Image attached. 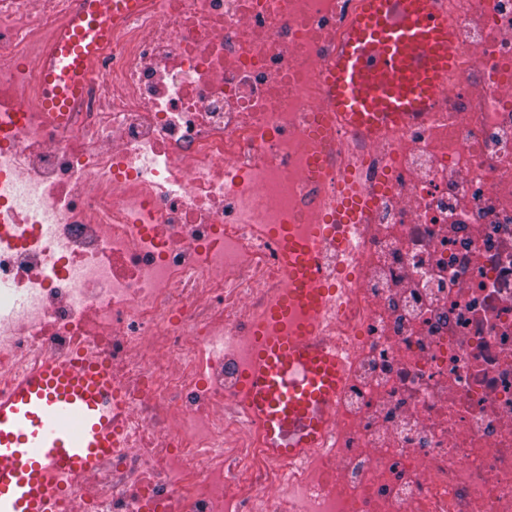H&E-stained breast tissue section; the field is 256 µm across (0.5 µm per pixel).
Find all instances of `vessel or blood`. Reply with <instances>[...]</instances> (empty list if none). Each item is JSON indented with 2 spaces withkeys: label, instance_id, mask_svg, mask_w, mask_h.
I'll use <instances>...</instances> for the list:
<instances>
[{
  "label": "vessel or blood",
  "instance_id": "1",
  "mask_svg": "<svg viewBox=\"0 0 512 512\" xmlns=\"http://www.w3.org/2000/svg\"><path fill=\"white\" fill-rule=\"evenodd\" d=\"M111 17L69 19L43 66L39 108L67 111L88 86L109 18L138 11V0H111ZM387 0H368L328 74L327 96L346 124L370 127L414 120L427 110L453 63L452 31L433 0H403L391 23ZM304 254L290 296L322 314L327 298ZM344 380L335 350L311 336L269 341L246 381V399L276 457L319 447L324 413ZM112 369L95 355L48 362L0 396V512H59L74 481L112 455Z\"/></svg>",
  "mask_w": 512,
  "mask_h": 512
}]
</instances>
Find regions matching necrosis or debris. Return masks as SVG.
I'll list each match as a JSON object with an SVG mask.
<instances>
[{
  "label": "necrosis or debris",
  "instance_id": "obj_1",
  "mask_svg": "<svg viewBox=\"0 0 512 512\" xmlns=\"http://www.w3.org/2000/svg\"><path fill=\"white\" fill-rule=\"evenodd\" d=\"M93 2L0 0V393L87 351L117 392L119 445L64 512H512V0H442L453 71L373 136L324 92L363 0H139L43 111ZM307 251L318 319L284 300ZM311 326L345 383L281 462L245 380ZM90 18H70L51 60L43 66L39 108L67 112L69 103L88 87L98 52L109 38V26L98 10Z\"/></svg>",
  "mask_w": 512,
  "mask_h": 512
}]
</instances>
